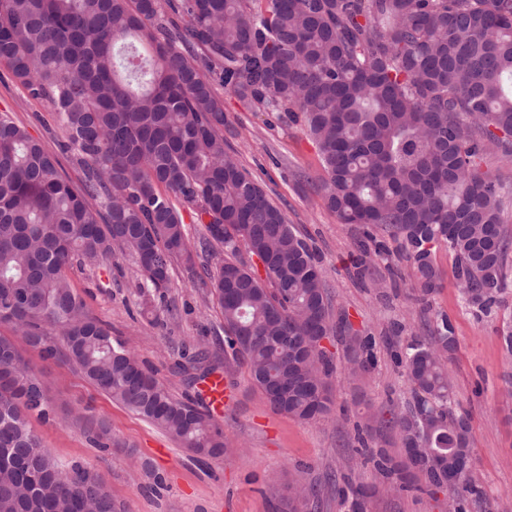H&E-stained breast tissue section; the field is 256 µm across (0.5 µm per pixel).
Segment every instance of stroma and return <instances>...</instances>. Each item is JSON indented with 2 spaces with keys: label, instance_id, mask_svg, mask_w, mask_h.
Segmentation results:
<instances>
[{
  "label": "stroma",
  "instance_id": "obj_1",
  "mask_svg": "<svg viewBox=\"0 0 512 512\" xmlns=\"http://www.w3.org/2000/svg\"><path fill=\"white\" fill-rule=\"evenodd\" d=\"M214 88L224 101L227 151L281 209L324 273L337 326L336 335L326 342L336 366L330 378L333 410L310 422L276 412L252 384L247 366H235L224 375L233 385L222 417L229 449L216 459L200 458L98 392L70 366L46 365L29 349L26 357L43 372L59 407L54 422L32 423L45 447L59 462L90 468L122 512H276L267 489L289 483L321 486L318 512H346L335 489L327 487V474L371 480L369 469L360 465L357 429L389 404L403 407L410 401L394 355L411 337L425 335L427 325L445 317L457 339L451 362L455 407L470 418L473 463L482 491L474 512H502L512 505V396L507 393L512 387V359L502 339L505 327L512 325V276L501 304L482 312L464 303L452 253L435 249L443 286L428 308H421L408 296L409 262L398 243L379 228L374 234L390 254L374 258L365 274H358L363 227L340 223L326 207L321 190L325 173L304 127L258 110L222 83ZM0 111L10 113L49 150H56L59 134L50 126L48 104L29 97L2 66ZM224 258L223 249H216L208 258V270ZM207 272L192 277L181 262H173L170 285L161 296L140 293L142 273L128 255L97 267L74 265L68 277L87 310L110 329L113 339L182 398L197 391L174 368L186 348H209L212 364L224 365V351L215 344L224 333V320L207 288ZM355 333L376 340L377 363L360 378L350 377L346 369V338ZM84 405L109 419L113 435L129 442V449L116 448L105 455L93 447L71 416L72 409ZM155 473L162 478L157 489L151 486ZM446 506L445 497L411 491L380 496L372 512H445Z\"/></svg>",
  "mask_w": 512,
  "mask_h": 512
}]
</instances>
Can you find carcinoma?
<instances>
[{"label":"carcinoma","instance_id":"1","mask_svg":"<svg viewBox=\"0 0 512 512\" xmlns=\"http://www.w3.org/2000/svg\"><path fill=\"white\" fill-rule=\"evenodd\" d=\"M0 0V65L48 102L84 177L0 112V512H116L89 468L62 464L30 418L56 408L15 337L64 362L199 457L218 458L224 429L201 399L173 397L87 310L67 272L117 251L138 261L140 292L169 287L173 259L192 273L217 244L242 241L266 278L226 260L210 276L224 318V366L247 365L271 408L309 421L330 413L333 332L324 275L307 243L225 149L224 102L211 75L265 112L302 123L321 157L322 190L342 224L383 227L413 269L412 300L441 287L433 248L454 255L466 304L488 311L506 288L512 192L481 171L512 158V0ZM182 15L169 31L165 8ZM208 237L191 247L181 208ZM225 224L217 233L213 225ZM351 372L375 365L356 337ZM448 319L395 354L412 402L358 437L374 482L346 481L347 512L379 491H438L468 512L480 494L468 415L452 406ZM83 431L104 453L125 448L103 417ZM280 512H311L310 485L271 488Z\"/></svg>","mask_w":512,"mask_h":512}]
</instances>
